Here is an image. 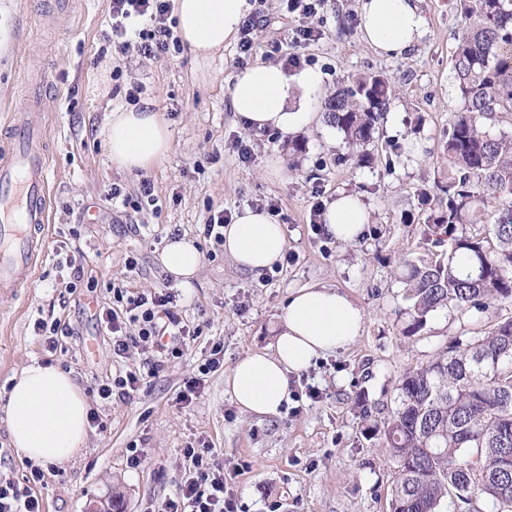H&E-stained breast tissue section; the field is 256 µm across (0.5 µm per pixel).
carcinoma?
Listing matches in <instances>:
<instances>
[{
  "mask_svg": "<svg viewBox=\"0 0 512 512\" xmlns=\"http://www.w3.org/2000/svg\"><path fill=\"white\" fill-rule=\"evenodd\" d=\"M459 108L448 124L442 196L419 194L425 239L442 227L448 255L409 263L402 334L418 335L440 309L485 311L512 300V0H466L451 57ZM393 90L382 74L358 75L321 99L326 125L343 134L357 165L389 112ZM396 465L394 512H442L449 497L461 512H512V317L456 342L405 372L395 408L374 426Z\"/></svg>",
  "mask_w": 512,
  "mask_h": 512,
  "instance_id": "cac0c4a2",
  "label": "carcinoma"
}]
</instances>
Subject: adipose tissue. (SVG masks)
I'll return each mask as SVG.
<instances>
[{"label":"adipose tissue","instance_id":"obj_1","mask_svg":"<svg viewBox=\"0 0 512 512\" xmlns=\"http://www.w3.org/2000/svg\"><path fill=\"white\" fill-rule=\"evenodd\" d=\"M177 31L196 59L209 60L224 44L236 40L252 13V0H173ZM422 0H358L362 43L378 55L399 58L412 51L428 32ZM320 72L290 76L277 65L260 63L233 76L230 104L236 118L254 132L289 135L313 120L307 99L322 92ZM112 166L134 172L163 161L173 133L151 104L109 112L97 133ZM327 231L343 243L364 238L371 213L361 197L342 190L324 210ZM287 246L282 224L263 210L245 209L224 227V251L244 271L262 274L279 262ZM160 261L175 280L187 282L202 263L195 243L168 241ZM364 313L345 293L311 285L293 290L281 316L271 350L239 359L224 389L246 413L278 414L290 396V377L316 360L349 347L361 335ZM89 403L71 372L31 359L11 378L6 404L0 409L15 448L41 466L75 457L87 438Z\"/></svg>","mask_w":512,"mask_h":512}]
</instances>
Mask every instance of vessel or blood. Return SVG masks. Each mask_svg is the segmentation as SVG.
Masks as SVG:
<instances>
[{"label": "vessel or blood", "mask_w": 512, "mask_h": 512, "mask_svg": "<svg viewBox=\"0 0 512 512\" xmlns=\"http://www.w3.org/2000/svg\"><path fill=\"white\" fill-rule=\"evenodd\" d=\"M41 89L31 93L26 110L14 113L11 135L0 150V293L30 287L45 250L50 221L47 136L29 115L41 110Z\"/></svg>", "instance_id": "vessel-or-blood-1"}]
</instances>
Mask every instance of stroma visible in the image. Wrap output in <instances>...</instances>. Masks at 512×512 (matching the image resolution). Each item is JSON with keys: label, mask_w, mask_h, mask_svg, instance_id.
<instances>
[{"label": "stroma", "mask_w": 512, "mask_h": 512, "mask_svg": "<svg viewBox=\"0 0 512 512\" xmlns=\"http://www.w3.org/2000/svg\"><path fill=\"white\" fill-rule=\"evenodd\" d=\"M429 32L405 57L375 55L359 37L357 0H326L319 40L297 43L302 16L282 0H264L252 37L251 63L284 65L307 58L332 92L351 76L380 72L394 88L387 119L376 136L374 160L349 159L341 135L315 117L305 131L300 160L275 131L244 129L230 108L228 85L239 68L230 44L213 59H194L182 41L163 58L109 46L107 0H76L68 18H57L53 0H0V136L23 103L26 84L39 75L47 108L38 121L49 140L51 213L49 242L30 288L0 294V395L31 358L73 371L96 417L82 456L44 469L32 482V464L12 445L0 423V478L30 488L45 512H89L120 493L125 512H154L172 496L184 470L183 450L211 446L216 461L233 472L237 512H391L394 466L380 437L367 431L361 405H393L407 370L434 354L512 317V301L484 312L441 309L417 336L403 335L399 310L403 262L425 259L416 191L434 186L447 168L442 142L459 102L451 56L463 22L459 0H423ZM108 64L113 105L128 88L162 112L173 131L172 148L159 165L134 173L110 166L97 132L104 101L92 99L86 81ZM252 158L242 161L239 145ZM283 162V176L269 172ZM150 181L154 202L136 212L107 195L119 185L137 196ZM359 193L371 212L361 243L343 245L311 228L314 204L336 192ZM274 199L288 257L256 276L243 271L222 246L204 238L210 216L236 218L258 200ZM197 242L202 264L188 285H176L159 254L173 234ZM135 257L136 268L126 260ZM324 284L348 293L365 314L361 336L347 350L291 376L295 391L317 387L319 400L284 405L278 415L242 412L224 392V377L245 354L270 350L292 289ZM177 287L184 321L197 337L183 355L151 347L112 357V338L95 315L113 304V290ZM65 324L68 335L48 349L36 321ZM224 347L219 368L205 375L204 393L191 408L175 403L213 345ZM157 366L149 374V366ZM145 373L132 401L101 399V384L127 370ZM142 456L134 467L131 453Z\"/></svg>", "instance_id": "stroma-1"}]
</instances>
